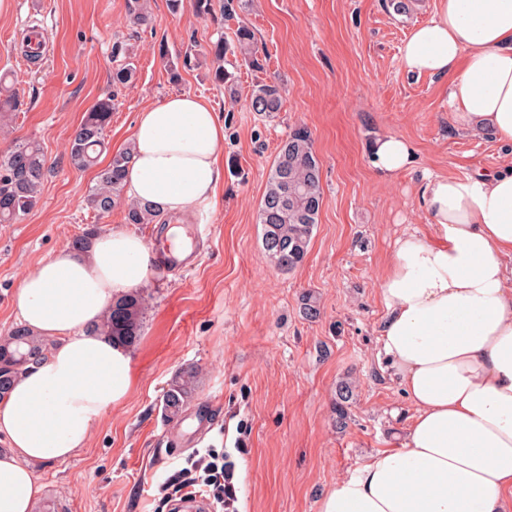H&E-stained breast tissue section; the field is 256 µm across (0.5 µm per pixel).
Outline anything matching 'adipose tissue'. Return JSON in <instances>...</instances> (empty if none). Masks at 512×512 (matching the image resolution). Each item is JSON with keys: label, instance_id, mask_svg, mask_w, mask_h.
Segmentation results:
<instances>
[{"label": "adipose tissue", "instance_id": "adipose-tissue-1", "mask_svg": "<svg viewBox=\"0 0 512 512\" xmlns=\"http://www.w3.org/2000/svg\"><path fill=\"white\" fill-rule=\"evenodd\" d=\"M401 65L448 81V109L469 131L490 129L512 149V0H437L407 36ZM224 126L191 92L138 113L127 199L160 216L213 198ZM413 144L380 137L373 167L409 168ZM429 233L401 231L381 278V352L414 414L405 441L372 454L320 499L319 512H506L512 498V169L427 176ZM145 240L126 230L85 251H55L28 273L13 305L49 342L0 397V512H35L36 466L86 448L135 380L121 344L92 333L114 298L142 286Z\"/></svg>", "mask_w": 512, "mask_h": 512}]
</instances>
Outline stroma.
I'll use <instances>...</instances> for the list:
<instances>
[{
	"mask_svg": "<svg viewBox=\"0 0 512 512\" xmlns=\"http://www.w3.org/2000/svg\"><path fill=\"white\" fill-rule=\"evenodd\" d=\"M437 0L397 14L390 0H248L232 20L198 16L190 0H147L136 24L127 0H14L0 17V73H9L18 109L0 119V151L27 139L43 148L47 171L35 208L0 224V338L19 321L12 298L22 278L88 229H132L154 253L167 242L166 220L127 225L124 206L104 218L84 204L102 168L130 144L142 109L171 94L203 97L224 124L223 178L214 198L192 208L185 231L190 266H151L141 293L148 307L131 346L136 382L87 448L39 468L55 512H172L160 485L197 447L228 448L235 464L237 512H318L323 494L383 448L397 447L412 409L378 353L386 315L382 273L397 233L427 231L419 204L425 174L493 173L512 156L490 133L464 131L448 110V82L407 73L400 50ZM253 32L261 68L240 64L237 101L214 85L207 49ZM43 30L51 55L38 64L20 52L27 28ZM132 52L133 83L112 87L115 43ZM182 79L171 83L170 66ZM277 81L280 112L250 111L252 86ZM115 95L96 166L68 158L86 112ZM298 126L311 133L323 202L305 261L286 271L262 245L257 215L281 143ZM394 134L416 148L412 168L383 178L371 165L373 141ZM319 313L306 318L302 298ZM198 384L179 418L163 411L171 379L186 368ZM356 389L345 429H336V387Z\"/></svg>",
	"mask_w": 512,
	"mask_h": 512,
	"instance_id": "1",
	"label": "stroma"
}]
</instances>
